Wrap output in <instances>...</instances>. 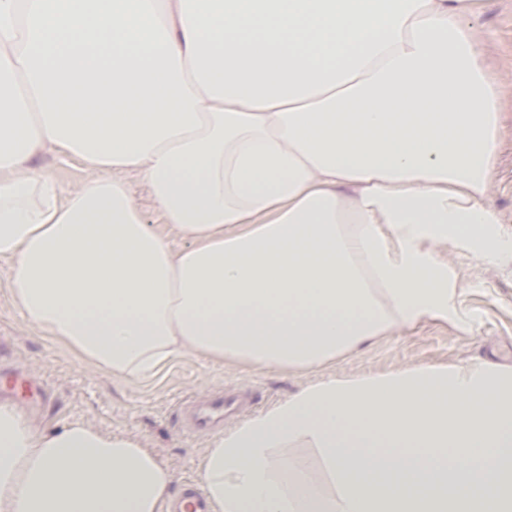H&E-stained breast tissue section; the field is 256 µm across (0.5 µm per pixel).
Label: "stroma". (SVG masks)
I'll return each instance as SVG.
<instances>
[{
  "label": "stroma",
  "instance_id": "stroma-1",
  "mask_svg": "<svg viewBox=\"0 0 512 512\" xmlns=\"http://www.w3.org/2000/svg\"><path fill=\"white\" fill-rule=\"evenodd\" d=\"M479 31L491 47L490 66L503 95L497 187L492 197L504 228L512 232V0H482ZM449 261L461 282L460 332L430 324L394 336L337 362L339 376L382 374L407 363L466 362L492 358L512 362V263L486 264L452 250ZM21 368L44 379L45 403L33 411L49 426L80 419L96 428L128 434L153 450L177 483L197 479L210 438L185 430L181 410L194 394L233 384L250 390L258 414L307 383L304 375L274 370L219 367L187 357L148 381L125 382L88 369L66 350L32 328L14 307L7 270L0 267V370Z\"/></svg>",
  "mask_w": 512,
  "mask_h": 512
}]
</instances>
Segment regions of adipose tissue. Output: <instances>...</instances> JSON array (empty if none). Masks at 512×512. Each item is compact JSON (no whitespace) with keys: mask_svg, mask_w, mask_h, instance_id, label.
Instances as JSON below:
<instances>
[{"mask_svg":"<svg viewBox=\"0 0 512 512\" xmlns=\"http://www.w3.org/2000/svg\"><path fill=\"white\" fill-rule=\"evenodd\" d=\"M476 2L0 0L14 306L134 381L462 328L448 249L512 259ZM46 149L80 178L33 169ZM200 480L209 512H512V364L325 376L215 436ZM174 483L134 437L0 402V512H160Z\"/></svg>","mask_w":512,"mask_h":512,"instance_id":"obj_1","label":"adipose tissue"}]
</instances>
